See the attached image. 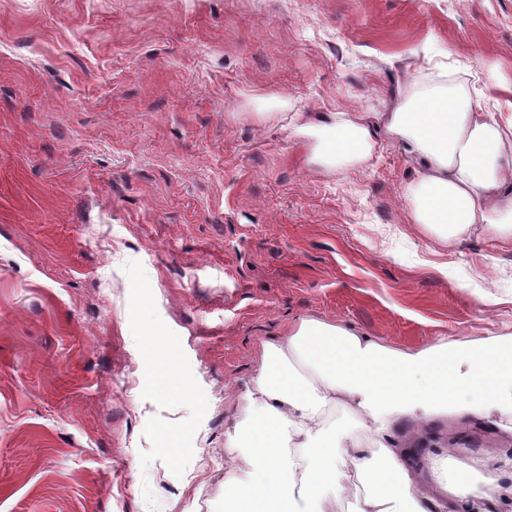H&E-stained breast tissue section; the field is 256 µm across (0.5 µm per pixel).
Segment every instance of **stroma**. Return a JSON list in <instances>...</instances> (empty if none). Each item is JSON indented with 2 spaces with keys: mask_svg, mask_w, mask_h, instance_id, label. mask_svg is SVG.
I'll list each match as a JSON object with an SVG mask.
<instances>
[{
  "mask_svg": "<svg viewBox=\"0 0 512 512\" xmlns=\"http://www.w3.org/2000/svg\"><path fill=\"white\" fill-rule=\"evenodd\" d=\"M278 2L0 0V512H224V434L301 320L512 336V251L430 252L396 136L326 173L287 130L454 59L512 84V0ZM429 431L467 482L512 454L510 417Z\"/></svg>",
  "mask_w": 512,
  "mask_h": 512,
  "instance_id": "obj_1",
  "label": "stroma"
}]
</instances>
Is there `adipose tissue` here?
I'll return each mask as SVG.
<instances>
[{
	"label": "adipose tissue",
	"instance_id": "ef3b65f1",
	"mask_svg": "<svg viewBox=\"0 0 512 512\" xmlns=\"http://www.w3.org/2000/svg\"><path fill=\"white\" fill-rule=\"evenodd\" d=\"M414 162L404 199L415 230L450 247L482 225L512 247V99L472 91L457 73L374 117L316 112L290 126L308 164L330 170L370 151L379 130ZM263 364L224 435V500L234 512H491L512 501V457L464 482L449 448H410L393 431L448 415H512V336H442L403 352L340 326L302 321L262 344ZM425 466L434 494L416 477ZM370 478L359 490L354 475Z\"/></svg>",
	"mask_w": 512,
	"mask_h": 512
}]
</instances>
